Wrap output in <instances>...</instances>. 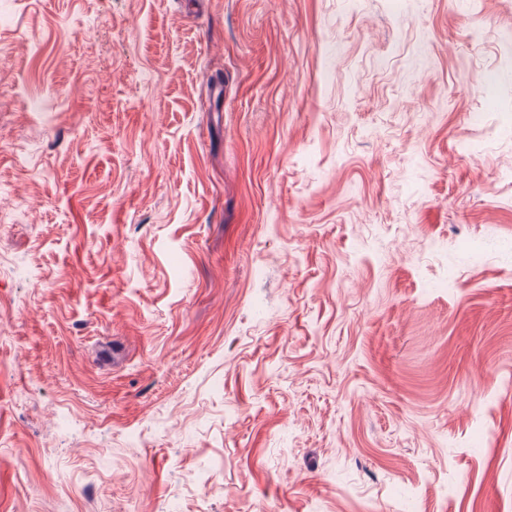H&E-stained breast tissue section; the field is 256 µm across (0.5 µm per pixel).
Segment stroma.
<instances>
[{"instance_id":"35a3bbf8","label":"stroma","mask_w":512,"mask_h":512,"mask_svg":"<svg viewBox=\"0 0 512 512\" xmlns=\"http://www.w3.org/2000/svg\"><path fill=\"white\" fill-rule=\"evenodd\" d=\"M0 512H512V0H0Z\"/></svg>"}]
</instances>
